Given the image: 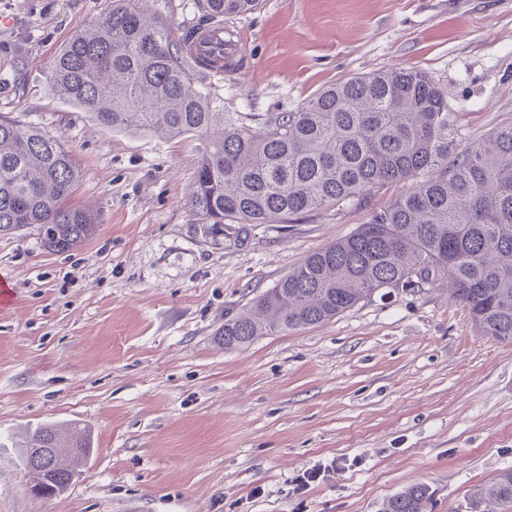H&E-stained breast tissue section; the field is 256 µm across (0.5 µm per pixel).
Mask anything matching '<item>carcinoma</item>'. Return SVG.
I'll use <instances>...</instances> for the list:
<instances>
[{"label":"carcinoma","instance_id":"1","mask_svg":"<svg viewBox=\"0 0 512 512\" xmlns=\"http://www.w3.org/2000/svg\"><path fill=\"white\" fill-rule=\"evenodd\" d=\"M201 2L218 19L260 0ZM215 63L191 58L144 0H114L57 53L51 82L107 128L199 137L190 203L215 236L226 224L245 232L418 179L412 193L227 318L224 349L325 323L383 288L441 280L482 335L512 343V122L463 146L447 92L422 71L392 67L340 80L254 127L212 111L204 89ZM79 178L61 137L0 118L1 236L34 224L50 251L86 241L96 221L69 204ZM38 448L49 449L43 464L33 459ZM92 451L88 429L44 422L29 432L16 469L35 497L51 498L82 475ZM431 500L428 486L413 484L382 512H428ZM484 501L512 505V468L477 491L476 504Z\"/></svg>","mask_w":512,"mask_h":512}]
</instances>
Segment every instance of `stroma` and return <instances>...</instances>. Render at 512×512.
Masks as SVG:
<instances>
[{
  "mask_svg": "<svg viewBox=\"0 0 512 512\" xmlns=\"http://www.w3.org/2000/svg\"><path fill=\"white\" fill-rule=\"evenodd\" d=\"M174 35L196 0H150ZM112 0H0V117L61 136L95 234L67 252L0 236V512H381L423 483L474 512L512 468V343L480 334L447 287L384 288L333 320L225 350V317L309 254L411 193L391 183L292 222L213 236L190 191L202 144L102 127L54 93L51 62ZM248 65L211 78L218 111L259 126L322 88L395 65L448 92L463 142L512 121V0H262L234 17ZM95 451L62 495H27L14 447L46 422ZM308 468L323 477L297 490Z\"/></svg>",
  "mask_w": 512,
  "mask_h": 512,
  "instance_id": "stroma-1",
  "label": "stroma"
}]
</instances>
